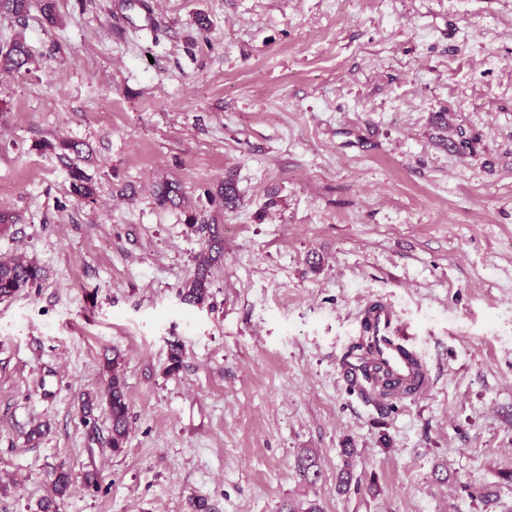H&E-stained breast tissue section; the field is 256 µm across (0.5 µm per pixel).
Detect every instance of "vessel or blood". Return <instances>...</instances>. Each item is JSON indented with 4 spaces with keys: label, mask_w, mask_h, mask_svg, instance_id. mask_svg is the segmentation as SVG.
I'll list each match as a JSON object with an SVG mask.
<instances>
[{
    "label": "vessel or blood",
    "mask_w": 512,
    "mask_h": 512,
    "mask_svg": "<svg viewBox=\"0 0 512 512\" xmlns=\"http://www.w3.org/2000/svg\"><path fill=\"white\" fill-rule=\"evenodd\" d=\"M360 341L364 348L345 361L343 377L365 398L384 403L425 392L426 366L387 307L368 308L360 325Z\"/></svg>",
    "instance_id": "b4317fda"
}]
</instances>
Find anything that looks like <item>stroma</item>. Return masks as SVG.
Instances as JSON below:
<instances>
[{
  "label": "stroma",
  "mask_w": 512,
  "mask_h": 512,
  "mask_svg": "<svg viewBox=\"0 0 512 512\" xmlns=\"http://www.w3.org/2000/svg\"><path fill=\"white\" fill-rule=\"evenodd\" d=\"M40 7L0 16L31 53L0 72V255L43 270L0 300V512H41L59 471L57 512H512V0H56L53 28ZM228 176L224 262L187 304L185 216ZM163 178L184 207L156 205ZM379 301L430 374L380 408L341 369ZM70 179L72 192L83 200H90L95 194V188L91 178L78 165L70 167ZM106 369L110 373L105 390L106 404L112 418V452L119 454L124 450L129 433V405L118 372V360L113 357L107 361Z\"/></svg>",
  "instance_id": "35a3bbf8"
}]
</instances>
